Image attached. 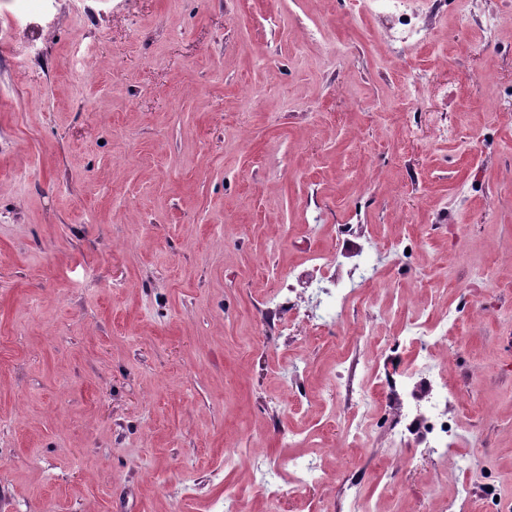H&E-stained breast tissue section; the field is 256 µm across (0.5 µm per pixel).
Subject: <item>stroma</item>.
Masks as SVG:
<instances>
[{"mask_svg": "<svg viewBox=\"0 0 512 512\" xmlns=\"http://www.w3.org/2000/svg\"><path fill=\"white\" fill-rule=\"evenodd\" d=\"M0 0V512H431L433 461L327 424L337 355L480 308L435 366L482 512H512V0ZM93 55L82 75L69 57ZM447 126L436 137L435 123ZM367 239L385 284L316 337L267 298ZM326 473L266 499L261 470ZM393 4L394 23L389 28V33L394 36L401 31H408L417 36L416 42L424 39L427 35V26L422 22L420 15L416 11H411L408 0H387ZM397 26H399L397 28ZM325 473L304 458H295L291 471V484L295 489H305L309 484L320 483Z\"/></svg>", "mask_w": 512, "mask_h": 512, "instance_id": "stroma-1", "label": "stroma"}]
</instances>
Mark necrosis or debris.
I'll use <instances>...</instances> for the list:
<instances>
[{"instance_id": "necrosis-or-debris-1", "label": "necrosis or debris", "mask_w": 512, "mask_h": 512, "mask_svg": "<svg viewBox=\"0 0 512 512\" xmlns=\"http://www.w3.org/2000/svg\"><path fill=\"white\" fill-rule=\"evenodd\" d=\"M336 272V259L325 252L313 254L307 270L289 278L273 296L271 304L290 312L293 321L302 323L311 332H320L323 325L339 320L345 312L344 303H337L327 314L310 316L295 301L307 282L332 278ZM455 312L444 315L442 322H433L419 316L408 319L401 329V343L414 353V363L405 370L390 369L387 362L390 347L385 338L374 336L370 345L380 362L372 378V387L346 385L345 398L352 413L342 425L344 441L348 447H361L366 438L365 419L371 411L377 390L388 389L396 407L390 426L392 447L423 448L443 468L460 473L468 472L470 463L457 447L460 434L453 425V388L447 378L429 370L426 361L437 349L447 347L448 336L443 325L457 324Z\"/></svg>"}]
</instances>
